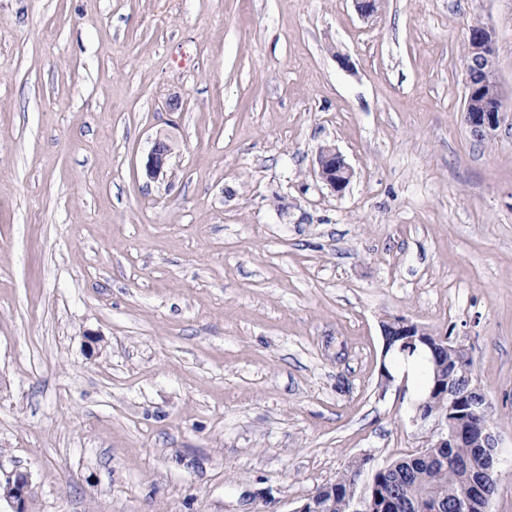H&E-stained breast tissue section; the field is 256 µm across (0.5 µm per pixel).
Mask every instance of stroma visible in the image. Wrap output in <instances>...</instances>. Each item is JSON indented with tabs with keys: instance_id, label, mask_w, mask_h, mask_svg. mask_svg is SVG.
<instances>
[{
	"instance_id": "stroma-1",
	"label": "stroma",
	"mask_w": 512,
	"mask_h": 512,
	"mask_svg": "<svg viewBox=\"0 0 512 512\" xmlns=\"http://www.w3.org/2000/svg\"><path fill=\"white\" fill-rule=\"evenodd\" d=\"M477 23L512 113V0H0V478L30 473L28 512H296L415 454L397 316L463 339L512 512V120L464 122ZM174 149V143L166 134L156 136L144 165V175L148 181L155 182L167 177ZM318 176L331 190L342 193L349 185L353 171L343 155L333 146L322 147L316 158Z\"/></svg>"
}]
</instances>
